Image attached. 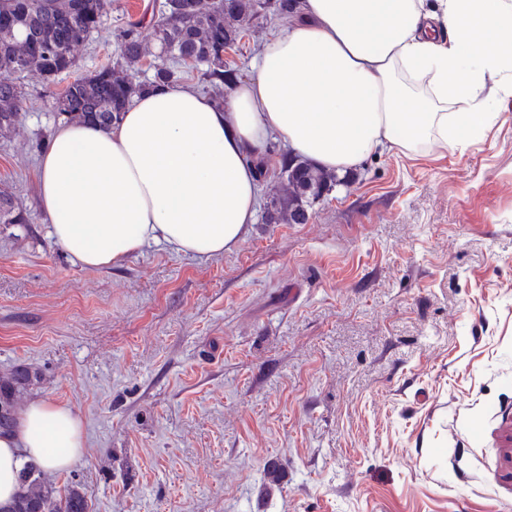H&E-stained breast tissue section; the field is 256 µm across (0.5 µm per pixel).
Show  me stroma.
Here are the masks:
<instances>
[{"label": "stroma", "mask_w": 512, "mask_h": 512, "mask_svg": "<svg viewBox=\"0 0 512 512\" xmlns=\"http://www.w3.org/2000/svg\"><path fill=\"white\" fill-rule=\"evenodd\" d=\"M166 0H109L76 65L22 81L0 135V378L70 405L91 512H512V97L457 148L376 152L303 224L223 255L146 245L87 269L49 235L38 164L76 78ZM283 18L224 60L239 75ZM279 460V481L267 476Z\"/></svg>", "instance_id": "stroma-1"}]
</instances>
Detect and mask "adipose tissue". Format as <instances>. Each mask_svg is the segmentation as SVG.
I'll return each mask as SVG.
<instances>
[{"instance_id":"obj_1","label":"adipose tissue","mask_w":512,"mask_h":512,"mask_svg":"<svg viewBox=\"0 0 512 512\" xmlns=\"http://www.w3.org/2000/svg\"><path fill=\"white\" fill-rule=\"evenodd\" d=\"M512 0H303L223 104L182 84L136 95L110 129L56 128L40 194L57 246L85 268L145 245L213 257L256 220L254 161L271 139L339 173L382 150L460 144L512 96ZM84 448L64 403L35 401L0 436V506L23 457L62 471Z\"/></svg>"}]
</instances>
